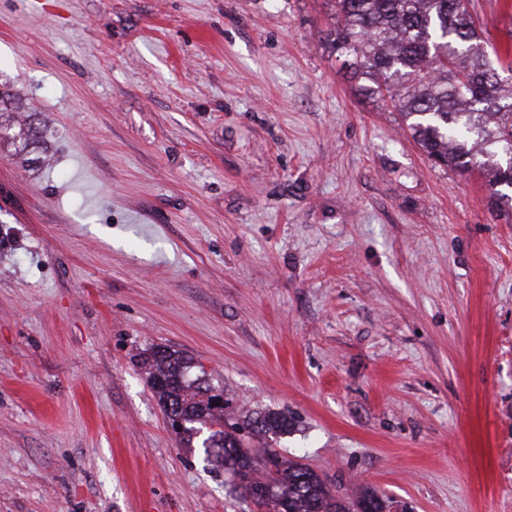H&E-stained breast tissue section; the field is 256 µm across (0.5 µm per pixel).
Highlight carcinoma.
I'll return each mask as SVG.
<instances>
[{
	"instance_id": "obj_1",
	"label": "carcinoma",
	"mask_w": 512,
	"mask_h": 512,
	"mask_svg": "<svg viewBox=\"0 0 512 512\" xmlns=\"http://www.w3.org/2000/svg\"><path fill=\"white\" fill-rule=\"evenodd\" d=\"M336 61L360 96L390 99L402 124L436 165L486 174L492 197L512 209V51L489 43L468 0H336L331 32ZM25 111L8 86L0 90V144L28 151L41 131L18 120ZM152 391L163 408L181 410L185 425L172 429L187 447L206 429L204 460L224 468L230 493L245 495L252 484L273 492L255 501L268 512H385L386 500L366 490L353 500L304 464L291 461L269 439L288 432V418L265 412L235 418L210 411L215 390L194 358L166 346L141 354ZM266 438L262 448L252 447Z\"/></svg>"
}]
</instances>
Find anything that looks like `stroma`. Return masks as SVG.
I'll use <instances>...</instances> for the list:
<instances>
[{"instance_id": "stroma-1", "label": "stroma", "mask_w": 512, "mask_h": 512, "mask_svg": "<svg viewBox=\"0 0 512 512\" xmlns=\"http://www.w3.org/2000/svg\"><path fill=\"white\" fill-rule=\"evenodd\" d=\"M498 47L512 0H469ZM334 0H0V512H255L137 355L409 512H512V210L361 99ZM15 112H26L24 103L8 86L3 85L0 92V145L3 143L18 154L27 152L33 140L42 132L31 124L18 120Z\"/></svg>"}]
</instances>
